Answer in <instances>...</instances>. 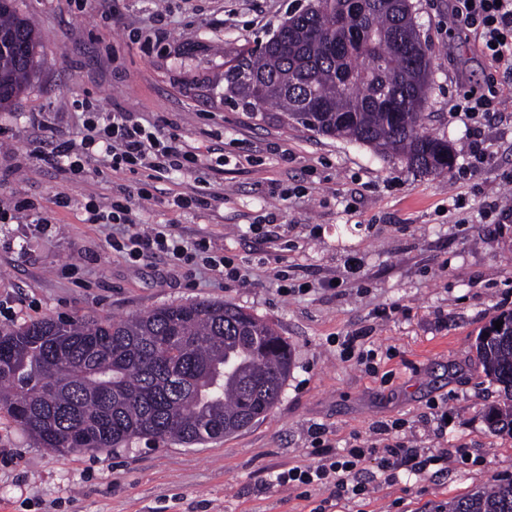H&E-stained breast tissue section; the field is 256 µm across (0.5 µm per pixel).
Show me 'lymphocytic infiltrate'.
<instances>
[{"mask_svg":"<svg viewBox=\"0 0 512 512\" xmlns=\"http://www.w3.org/2000/svg\"><path fill=\"white\" fill-rule=\"evenodd\" d=\"M452 12L470 33L482 44L484 53L497 63L502 77L512 79V0H453ZM83 136L80 142L63 141L51 151L50 163L67 162L72 175H81L86 163L103 154L111 159L113 170L141 167L163 176L171 171L196 163L197 155L190 147L167 139L158 130L144 126L132 113L123 110L109 112L96 109L85 113ZM151 194L146 188L125 192L112 202L110 217L113 223L127 225L123 239L113 241V250L127 253L134 261L166 254L172 259L186 262L201 261L224 276L239 279L243 273L229 257L209 254L206 244H198L196 252H188L181 241L165 225L158 224L147 230L140 229L133 217L134 199L147 200ZM317 464L295 466L277 474L280 485H331L337 497L365 494L367 487L359 482L363 462L376 458L388 477L399 471L411 474L425 473L429 467H447L448 451L444 448H417L404 438L384 445L345 449L332 455L329 445L320 438L312 440Z\"/></svg>","mask_w":512,"mask_h":512,"instance_id":"f902f5d3","label":"lymphocytic infiltrate"}]
</instances>
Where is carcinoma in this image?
Segmentation results:
<instances>
[{
  "label": "carcinoma",
  "mask_w": 512,
  "mask_h": 512,
  "mask_svg": "<svg viewBox=\"0 0 512 512\" xmlns=\"http://www.w3.org/2000/svg\"><path fill=\"white\" fill-rule=\"evenodd\" d=\"M292 10L261 47L224 62V99L342 138L432 174L448 141L425 131L431 74L411 0H317ZM0 110L23 94L40 43L16 0H0ZM479 335L477 358L505 400L487 412L512 434V311ZM292 367L269 322L227 302L170 304L112 321L45 318L0 328V410L41 448H119L134 438L195 445L245 428L275 406ZM448 512H512V476L448 503Z\"/></svg>",
  "instance_id": "obj_1"
}]
</instances>
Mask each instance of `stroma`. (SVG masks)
<instances>
[{"instance_id":"obj_1","label":"stroma","mask_w":512,"mask_h":512,"mask_svg":"<svg viewBox=\"0 0 512 512\" xmlns=\"http://www.w3.org/2000/svg\"><path fill=\"white\" fill-rule=\"evenodd\" d=\"M412 3L431 54L426 127L457 151L455 170L440 174L222 99L213 82L225 60L264 41L295 0H18L43 52L27 90L0 111V207L27 200L42 222L0 223V327L120 320L206 299L273 324L293 365L265 418L202 445L134 439L50 453L0 411V512H313L331 488L273 482L314 463L311 430H324L339 454L378 442V426L396 419L416 447L448 449L447 470L388 482L369 460L367 495L339 501L336 512H434L512 476V435L484 418L504 394L475 358L481 329L512 310V213L484 215L512 199V84L500 85L484 129L487 164L459 175L470 133L449 107L484 88L495 65L449 0ZM159 15L171 37L155 44ZM81 103L135 113L194 147L196 166L151 181L140 167L93 162L74 178L39 161L56 141L77 139ZM146 183L153 198L135 210L140 227L169 225L188 246L206 240L245 278L163 255L130 261L112 248L121 228L86 223L85 203L105 211L119 190ZM61 193L69 206H58ZM180 195L208 204L181 210ZM277 269L296 291H280ZM357 331L378 354L376 373L342 353L341 338ZM435 404L450 417L441 439Z\"/></svg>"}]
</instances>
